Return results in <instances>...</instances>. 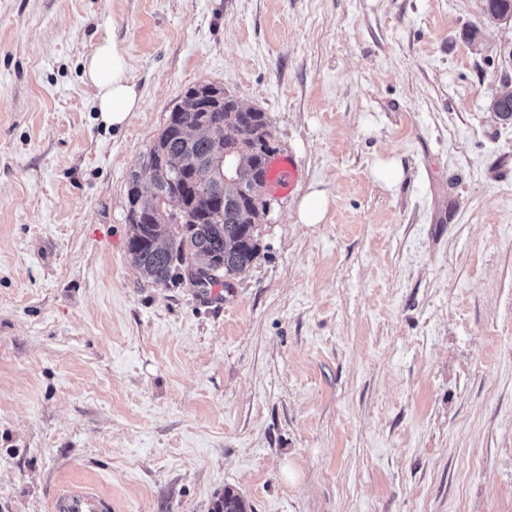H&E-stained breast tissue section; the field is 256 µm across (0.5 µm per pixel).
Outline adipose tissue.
Wrapping results in <instances>:
<instances>
[{
	"label": "adipose tissue",
	"mask_w": 512,
	"mask_h": 512,
	"mask_svg": "<svg viewBox=\"0 0 512 512\" xmlns=\"http://www.w3.org/2000/svg\"><path fill=\"white\" fill-rule=\"evenodd\" d=\"M84 75L95 90L97 110L106 125L123 127L138 111L142 94L126 77L125 63L116 43L104 41L84 61Z\"/></svg>",
	"instance_id": "1"
}]
</instances>
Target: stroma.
<instances>
[{
	"label": "stroma",
	"mask_w": 512,
	"mask_h": 512,
	"mask_svg": "<svg viewBox=\"0 0 512 512\" xmlns=\"http://www.w3.org/2000/svg\"><path fill=\"white\" fill-rule=\"evenodd\" d=\"M108 38L143 96L119 129L83 78ZM508 81L480 0H0V512L70 482L112 512H512ZM199 83L299 163L219 308L126 253ZM328 199L324 191L314 189L305 194L298 204L299 221L303 224H318L324 218Z\"/></svg>",
	"instance_id": "1"
}]
</instances>
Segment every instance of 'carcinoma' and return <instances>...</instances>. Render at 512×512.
<instances>
[{
    "label": "carcinoma",
    "instance_id": "carcinoma-1",
    "mask_svg": "<svg viewBox=\"0 0 512 512\" xmlns=\"http://www.w3.org/2000/svg\"><path fill=\"white\" fill-rule=\"evenodd\" d=\"M482 2L491 19L512 15V0ZM489 111L512 121V95L493 98ZM202 118L210 126L207 133L194 130ZM220 147L240 170L226 181L211 167ZM149 152L160 163L139 202L148 222L128 217L126 252L131 263L155 285L201 291L229 286L228 279L244 271L259 251L266 201L252 200L245 191L251 182L265 180L267 154L277 152L265 113L244 111L232 97L222 105L204 101L190 87ZM175 200L180 206L173 205ZM211 512L248 509L240 495L226 490Z\"/></svg>",
    "mask_w": 512,
    "mask_h": 512
}]
</instances>
